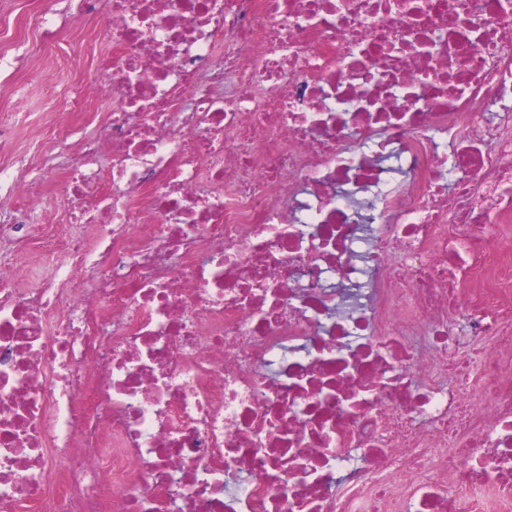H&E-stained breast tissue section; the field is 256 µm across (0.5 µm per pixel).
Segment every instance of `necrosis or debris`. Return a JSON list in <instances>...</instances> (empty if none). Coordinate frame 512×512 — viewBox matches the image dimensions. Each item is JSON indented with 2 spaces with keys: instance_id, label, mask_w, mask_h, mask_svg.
Wrapping results in <instances>:
<instances>
[{
  "instance_id": "obj_1",
  "label": "necrosis or debris",
  "mask_w": 512,
  "mask_h": 512,
  "mask_svg": "<svg viewBox=\"0 0 512 512\" xmlns=\"http://www.w3.org/2000/svg\"><path fill=\"white\" fill-rule=\"evenodd\" d=\"M31 25L112 102L0 162V512H512V0ZM53 171L49 170L45 176H43L46 183V190L53 195L55 198L58 197V206L51 207L44 213L43 224H62L65 223V211L62 201H60L59 190L61 181V169L58 166H54Z\"/></svg>"
}]
</instances>
